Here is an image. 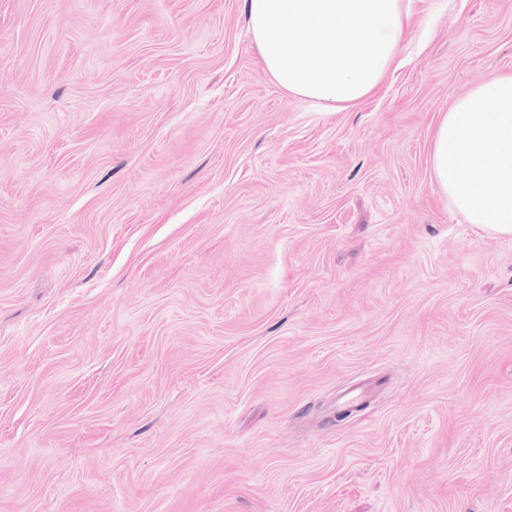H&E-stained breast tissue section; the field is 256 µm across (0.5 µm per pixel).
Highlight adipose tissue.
I'll list each match as a JSON object with an SVG mask.
<instances>
[{"instance_id":"obj_1","label":"adipose tissue","mask_w":512,"mask_h":512,"mask_svg":"<svg viewBox=\"0 0 512 512\" xmlns=\"http://www.w3.org/2000/svg\"><path fill=\"white\" fill-rule=\"evenodd\" d=\"M265 70L324 112L356 107L391 69L410 24L404 0H245ZM433 177L468 223L512 235V74L458 97L432 140Z\"/></svg>"}]
</instances>
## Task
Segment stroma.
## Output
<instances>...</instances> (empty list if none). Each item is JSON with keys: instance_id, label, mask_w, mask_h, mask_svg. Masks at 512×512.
I'll list each match as a JSON object with an SVG mask.
<instances>
[{"instance_id": "obj_1", "label": "stroma", "mask_w": 512, "mask_h": 512, "mask_svg": "<svg viewBox=\"0 0 512 512\" xmlns=\"http://www.w3.org/2000/svg\"><path fill=\"white\" fill-rule=\"evenodd\" d=\"M411 13L325 113L245 0H0V512H512V236L430 162L512 0Z\"/></svg>"}]
</instances>
